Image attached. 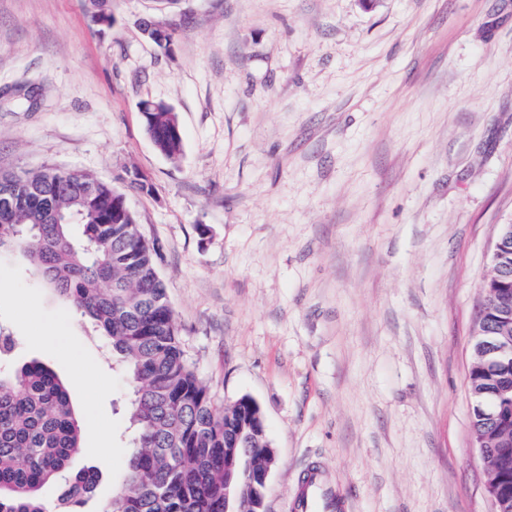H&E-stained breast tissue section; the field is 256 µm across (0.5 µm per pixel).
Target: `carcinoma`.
I'll use <instances>...</instances> for the list:
<instances>
[{
  "instance_id": "carcinoma-1",
  "label": "carcinoma",
  "mask_w": 512,
  "mask_h": 512,
  "mask_svg": "<svg viewBox=\"0 0 512 512\" xmlns=\"http://www.w3.org/2000/svg\"><path fill=\"white\" fill-rule=\"evenodd\" d=\"M98 25L112 22L111 0H84ZM145 132L162 155L183 149L178 114L162 103L144 112ZM14 255L52 288L124 365L134 429L126 476L102 512H224V448L245 423L224 415L189 362L174 312L157 272L155 247L111 184L46 165L0 170V257ZM489 280L481 306L512 311V289ZM512 386V379L471 365L468 386ZM476 436L503 473L512 472V392L472 409ZM82 428L66 383L33 359L0 368V512H81L98 475L71 474ZM70 477L55 502L41 488Z\"/></svg>"
}]
</instances>
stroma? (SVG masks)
Masks as SVG:
<instances>
[{
  "label": "stroma",
  "mask_w": 512,
  "mask_h": 512,
  "mask_svg": "<svg viewBox=\"0 0 512 512\" xmlns=\"http://www.w3.org/2000/svg\"><path fill=\"white\" fill-rule=\"evenodd\" d=\"M146 101L177 112L179 161ZM46 163L110 183L159 245L198 377L264 414L266 512L312 462L347 512H494L467 382L512 224V0H112L108 27L0 0V169ZM0 327L69 382L101 512L131 451L123 366L10 257ZM162 103H152L144 112L145 132L162 155L177 159L183 149L181 128L177 112ZM178 125V131L176 126Z\"/></svg>",
  "instance_id": "obj_1"
}]
</instances>
